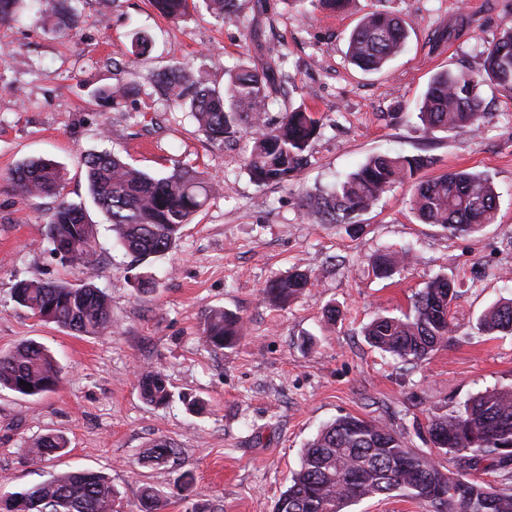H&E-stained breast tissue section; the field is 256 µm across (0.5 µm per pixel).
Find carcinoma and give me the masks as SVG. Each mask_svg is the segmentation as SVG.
Listing matches in <instances>:
<instances>
[{"instance_id":"carcinoma-1","label":"carcinoma","mask_w":512,"mask_h":512,"mask_svg":"<svg viewBox=\"0 0 512 512\" xmlns=\"http://www.w3.org/2000/svg\"><path fill=\"white\" fill-rule=\"evenodd\" d=\"M30 1L39 7L42 20L56 30H72L80 23L79 0H0V23L17 20ZM215 19L229 18L238 10V0H202ZM163 17L177 19L196 8L195 0H152ZM407 23L397 15L376 9L368 12L351 32L348 55L366 72H376L404 49ZM151 38L139 34L132 43V63L147 54ZM478 72L445 70L436 73L422 97L419 112L427 130L474 132L483 117L484 87L512 93V24L482 51ZM277 60L270 58L260 68L240 65L229 73L224 90L209 86L189 68L175 64L153 77L156 92L172 107L192 114L213 143L253 130V147L245 158L251 179L259 184L293 180L307 163L306 149L316 136L319 121L299 106L268 125L265 101L276 83ZM131 89L125 85L95 87L89 95L112 107L120 105ZM428 164L417 156L378 154L330 191L306 197L305 206L324 224H347L356 213L369 209L395 184L414 179ZM88 190L131 254L146 259L173 249L185 225L206 204L213 188L200 173L175 168L165 177H153L110 151L83 158ZM19 194L28 199L54 197L58 202L45 224V237L65 250L64 259L74 267L92 265L96 225L85 210L62 199L61 167L45 158L20 162L11 172ZM499 194L483 173L450 172L414 183L410 209L425 224H437L451 235L471 234L495 221ZM409 261V254L383 252L373 258L380 278H390ZM310 285L308 276L295 271L274 280L268 300L285 303ZM18 305L33 313L50 311L53 323L84 336H100L112 329V313L106 293L92 279L79 283H44L23 280L15 284ZM456 292L448 280L437 278L414 296L413 313L379 315L365 328L367 342L403 361L415 362L448 344L456 332L450 314ZM487 334L512 333V300L493 305L480 319ZM204 343L213 350L234 345L244 334L241 317L222 309L211 310L203 331ZM61 383L55 357L42 345L26 341L0 355V387L23 396L52 392ZM32 390H27V385ZM142 398L153 405L166 404L170 391L164 376L145 371L139 376ZM427 432L434 450L418 451L406 438L387 425L353 415L336 418L309 441L302 452L301 467L276 502L274 512H345L365 498L391 497L398 492L426 509H433L432 494L448 491L444 512H512V459L501 457V448L512 446V388H493L471 397L463 409L435 415ZM61 434H46L33 440L29 454L42 457L67 448ZM176 454L165 440L152 444L147 461L162 465ZM437 455L455 459L458 472L445 473ZM497 474L496 485L477 477ZM16 498L40 502L42 512H114V490L108 478L91 471H69L27 490ZM144 512H159L160 495L143 491Z\"/></svg>"}]
</instances>
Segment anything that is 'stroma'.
<instances>
[{
  "label": "stroma",
  "instance_id": "35a3bbf8",
  "mask_svg": "<svg viewBox=\"0 0 512 512\" xmlns=\"http://www.w3.org/2000/svg\"><path fill=\"white\" fill-rule=\"evenodd\" d=\"M237 17L218 21L193 11L161 17L149 0H81L77 30L55 32L32 12L0 24V354L22 341L48 348L62 370L53 392L28 397L0 389V489L22 491L73 470L105 474L117 512H141L153 487L162 512H273L301 466L305 444L337 417L377 420L430 448L429 416L448 413L479 392L512 385V335H486L482 315L512 298V95L486 90L478 132L428 131L418 104L442 69L480 70V51L512 21V0H353L332 14L306 0H240ZM402 17L404 50L381 71L364 72L347 57L348 35L370 11ZM152 50L125 64L135 32ZM266 42L284 62L267 101L269 121L305 106L320 124L308 163L289 182L259 185L244 159L250 133L209 142L189 113L170 110L148 81L174 64L223 83L238 65H261ZM137 84L120 108L92 101V86ZM112 151L155 177L181 164L203 172L214 188L175 248L136 260L105 227L88 192L82 159ZM422 156L420 178L450 171L487 174L499 194L494 223L449 235L419 221L411 183L391 188L349 224H318L303 206L370 156ZM42 156L66 173L68 202L99 224L89 272L52 252L44 226L54 199L20 196L9 173ZM407 250L411 262L377 277L372 257ZM311 281L285 306L264 291L294 270ZM91 275L111 303L112 330L80 336L19 306L21 280L79 282ZM154 282L140 288L139 278ZM455 288L458 329L447 345L407 363L371 347L363 333L376 315L410 312L414 296L435 278ZM336 307L328 322L327 307ZM235 313L245 334L214 351L201 334L210 309ZM159 371L172 397L147 404L138 374ZM205 401L197 411L192 399ZM60 433L64 451L32 460L33 439ZM177 455L154 466V441ZM195 477L183 495L177 480Z\"/></svg>",
  "mask_w": 512,
  "mask_h": 512
}]
</instances>
